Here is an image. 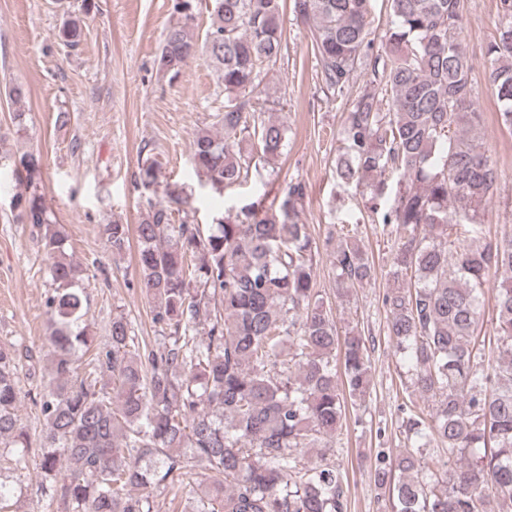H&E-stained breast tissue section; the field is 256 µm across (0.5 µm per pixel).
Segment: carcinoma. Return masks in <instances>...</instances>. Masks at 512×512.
<instances>
[{
    "label": "carcinoma",
    "instance_id": "carcinoma-1",
    "mask_svg": "<svg viewBox=\"0 0 512 512\" xmlns=\"http://www.w3.org/2000/svg\"><path fill=\"white\" fill-rule=\"evenodd\" d=\"M284 2L211 0L203 44L189 15L161 44L159 71L169 79L200 46L224 86V111L191 145L193 169L213 186L282 155L285 128L265 116L256 91L281 56ZM291 2L310 26L327 92L356 88L336 178L364 186L394 237L387 333L413 366L418 392L435 404L430 417L405 421L410 446L394 457L377 453L374 482L388 491L392 512H490L493 503L512 512V233L491 239L483 224L499 172L476 135L465 0H386L391 25L378 41L371 0ZM81 34L76 19L61 30L69 46ZM485 59L501 123L512 129V0H500ZM39 170V155L15 158L14 201L24 223L44 229L55 285L46 300L54 384L40 398L39 468L60 482L67 512H154V488L189 485L200 470L222 479L188 512H345L343 473L305 449L336 435L345 411L336 353L354 398L367 392L369 356L361 335H338L332 308L313 288L319 246L300 220L304 183L292 179L270 204H246L208 229L175 223L162 204L134 226L102 225L114 257L136 238L138 284L163 346H139L130 322L114 316L109 344L80 373L73 356L93 346L84 291L65 236L50 227L34 183ZM389 174L399 175V188L383 204ZM327 244L338 294L374 279L350 233L341 228ZM492 273L501 276L499 356L485 358L475 342ZM19 362L13 346L0 345V446L21 449L11 463L24 469ZM434 446L448 455L443 472L418 456Z\"/></svg>",
    "mask_w": 512,
    "mask_h": 512
}]
</instances>
